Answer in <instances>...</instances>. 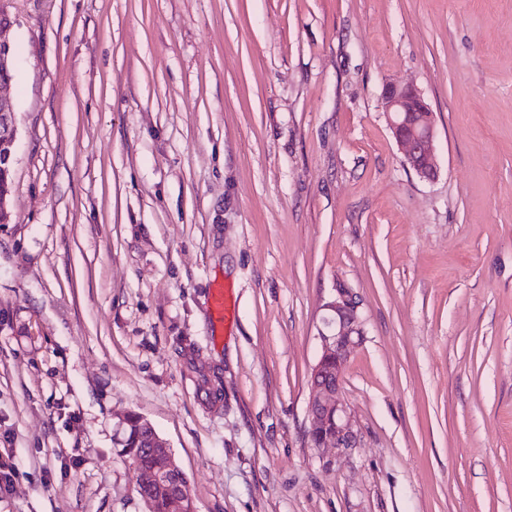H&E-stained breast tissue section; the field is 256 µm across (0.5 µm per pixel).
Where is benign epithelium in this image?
Masks as SVG:
<instances>
[{"mask_svg": "<svg viewBox=\"0 0 512 512\" xmlns=\"http://www.w3.org/2000/svg\"><path fill=\"white\" fill-rule=\"evenodd\" d=\"M10 21L0 11V63L9 64L10 44L3 34ZM382 105L389 126L405 162L421 178L432 181L438 175L436 128L433 112L422 93L412 85L388 83ZM17 140L14 104L0 93V171L13 168ZM317 336L321 355L312 368V393L308 401L309 435L313 448H348L355 442L347 405L342 397V376L347 359L362 336L357 302L352 293L340 290L323 305ZM150 448L156 462L139 469V488L183 477L168 444L151 432Z\"/></svg>", "mask_w": 512, "mask_h": 512, "instance_id": "1", "label": "benign epithelium"}]
</instances>
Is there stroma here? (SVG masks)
<instances>
[{"instance_id": "1", "label": "stroma", "mask_w": 512, "mask_h": 512, "mask_svg": "<svg viewBox=\"0 0 512 512\" xmlns=\"http://www.w3.org/2000/svg\"><path fill=\"white\" fill-rule=\"evenodd\" d=\"M0 9V512H146L130 412L195 512H512V0ZM389 82L432 107L434 180L392 138ZM341 289L356 440L319 451L310 374ZM1 19H6L1 24ZM11 27L8 17L0 11V64H9L10 44L4 39L3 34ZM0 65V82L13 78V68L8 70ZM10 82L0 83V171L7 172L13 169L15 161L14 147L17 140V127L15 121L14 104L11 98L2 94L1 89L7 87ZM2 135V142H1Z\"/></svg>"}]
</instances>
